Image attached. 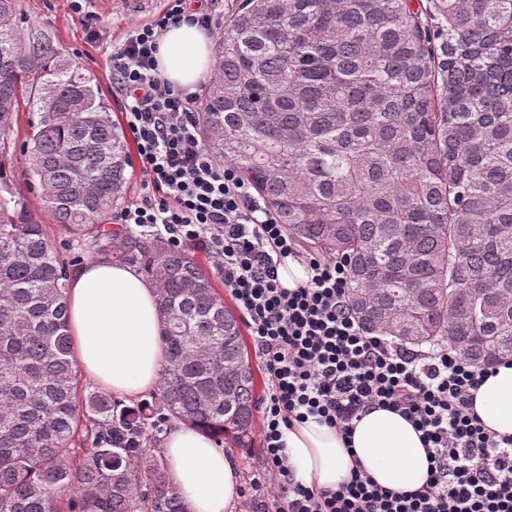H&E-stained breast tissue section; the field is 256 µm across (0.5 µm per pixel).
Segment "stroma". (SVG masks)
<instances>
[{
    "label": "stroma",
    "instance_id": "35a3bbf8",
    "mask_svg": "<svg viewBox=\"0 0 512 512\" xmlns=\"http://www.w3.org/2000/svg\"><path fill=\"white\" fill-rule=\"evenodd\" d=\"M22 31L42 33L70 56L99 90L112 118L126 124V114L112 82L110 56L124 42L133 25L147 23L160 14L164 0H85L82 12H75L72 0H19ZM29 108H22L11 134L17 186L29 208L47 224L53 239L69 236L64 225L53 223L37 190L29 188L23 171L27 159L21 151L29 134Z\"/></svg>",
    "mask_w": 512,
    "mask_h": 512
}]
</instances>
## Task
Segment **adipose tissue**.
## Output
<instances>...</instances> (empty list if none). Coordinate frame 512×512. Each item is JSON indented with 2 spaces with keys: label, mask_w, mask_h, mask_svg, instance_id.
Returning a JSON list of instances; mask_svg holds the SVG:
<instances>
[{
  "label": "adipose tissue",
  "mask_w": 512,
  "mask_h": 512,
  "mask_svg": "<svg viewBox=\"0 0 512 512\" xmlns=\"http://www.w3.org/2000/svg\"><path fill=\"white\" fill-rule=\"evenodd\" d=\"M158 69L173 87L190 90L212 64L205 31L181 23L162 35ZM75 354L85 372L113 395L130 397L155 388L164 349L151 284L136 271L107 261L74 270L68 288ZM485 426L512 436V362H500L475 393ZM290 468L305 484L333 490L353 461L378 485L413 491L427 479L428 457L418 432L399 414L375 409L356 422L350 443L326 425L308 420L284 431ZM168 477L188 512H228L239 494L235 461L206 435L184 426L164 441Z\"/></svg>",
  "instance_id": "adipose-tissue-1"
}]
</instances>
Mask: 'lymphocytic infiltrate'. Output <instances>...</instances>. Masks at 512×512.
<instances>
[{
  "label": "lymphocytic infiltrate",
  "mask_w": 512,
  "mask_h": 512,
  "mask_svg": "<svg viewBox=\"0 0 512 512\" xmlns=\"http://www.w3.org/2000/svg\"><path fill=\"white\" fill-rule=\"evenodd\" d=\"M183 22L210 30L217 17L166 0L164 12L132 26L111 55L148 186L114 221L174 249L206 250L241 312L269 376L259 401L262 468L250 499L259 512H512V438L497 437L473 408L488 367L464 360L449 341L409 346L359 324L348 264L302 249L237 167L204 147L198 95L160 77L159 39ZM289 258L307 275L293 288L278 276ZM375 408L398 412L421 431L429 469L420 489L380 487L359 466L333 491L295 479L283 429L312 418L348 441Z\"/></svg>",
  "instance_id": "f902f5d3"
}]
</instances>
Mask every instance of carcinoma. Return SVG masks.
<instances>
[{"mask_svg":"<svg viewBox=\"0 0 512 512\" xmlns=\"http://www.w3.org/2000/svg\"><path fill=\"white\" fill-rule=\"evenodd\" d=\"M0 0V512H187L158 428L252 444L255 374L238 318L196 257L104 222L124 198L125 132L92 79ZM198 130L288 233L349 263L362 327L512 357V0H236ZM26 100L29 171L56 246L6 166ZM157 293L151 399L81 384L68 278L86 248Z\"/></svg>","mask_w":512,"mask_h":512,"instance_id":"carcinoma-1","label":"carcinoma"}]
</instances>
